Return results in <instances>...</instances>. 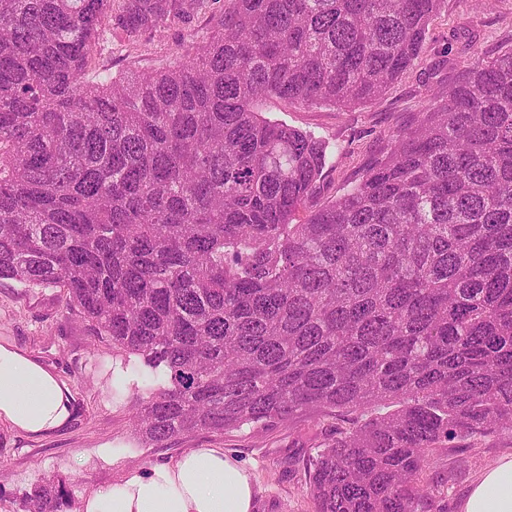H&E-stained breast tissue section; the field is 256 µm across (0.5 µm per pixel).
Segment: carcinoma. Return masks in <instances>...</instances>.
Segmentation results:
<instances>
[{"label":"carcinoma","instance_id":"cac0c4a2","mask_svg":"<svg viewBox=\"0 0 512 512\" xmlns=\"http://www.w3.org/2000/svg\"><path fill=\"white\" fill-rule=\"evenodd\" d=\"M212 0H0V279L67 288L143 361L145 445L396 406L309 463L314 512H419L433 453L512 430V48L297 222L328 144L263 115L376 103L441 0H224L161 69L86 79ZM27 512H65L51 479Z\"/></svg>","mask_w":512,"mask_h":512}]
</instances>
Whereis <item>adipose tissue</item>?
Here are the masks:
<instances>
[{
    "label": "adipose tissue",
    "mask_w": 512,
    "mask_h": 512,
    "mask_svg": "<svg viewBox=\"0 0 512 512\" xmlns=\"http://www.w3.org/2000/svg\"><path fill=\"white\" fill-rule=\"evenodd\" d=\"M77 408L68 386L16 347L0 345V423L33 435L66 426ZM253 476L220 448H194L176 463L129 471L98 488L82 512H254ZM462 512H512V455L483 474Z\"/></svg>",
    "instance_id": "ef3b65f1"
}]
</instances>
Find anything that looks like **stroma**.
I'll use <instances>...</instances> for the list:
<instances>
[{"label":"stroma","mask_w":512,"mask_h":512,"mask_svg":"<svg viewBox=\"0 0 512 512\" xmlns=\"http://www.w3.org/2000/svg\"><path fill=\"white\" fill-rule=\"evenodd\" d=\"M209 33L203 14L158 32L137 48L120 32L106 31L94 49V63L115 74L162 68L193 52ZM510 48L512 0H498L490 11L475 8L473 0H443L422 56L379 102L340 110L267 100L266 117L314 133L332 152V165L324 170L306 210L339 196L388 149L392 134L418 111L425 87L448 89L469 64ZM5 341L65 381L78 412L67 426L42 437L0 424V512H25L31 488L45 479L65 485L69 512H80L84 497L97 488L120 483L131 470L174 462L192 448L223 449L250 469L256 512H312L306 463L354 419L350 413L321 411L265 430L201 431L164 448H149L131 423L138 381L133 369L140 359L113 350L109 337L97 335L71 311L64 288L0 279V343ZM116 380L123 383L117 391L112 388ZM507 455H512V433L507 431L437 453L423 474L431 493L427 512H460L483 472Z\"/></svg>","instance_id":"stroma-1"}]
</instances>
